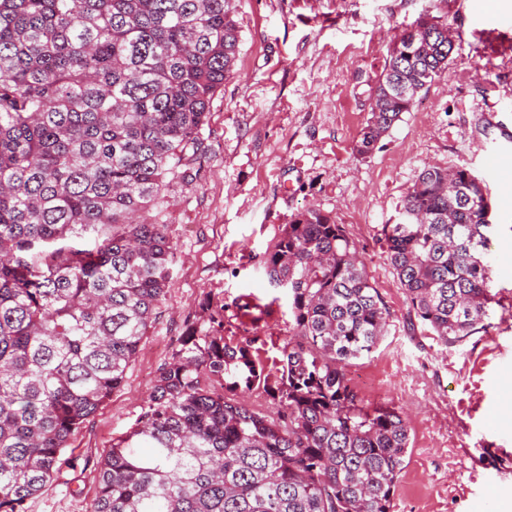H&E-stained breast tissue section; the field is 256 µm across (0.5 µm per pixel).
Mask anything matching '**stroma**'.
<instances>
[{
    "label": "stroma",
    "instance_id": "obj_1",
    "mask_svg": "<svg viewBox=\"0 0 512 512\" xmlns=\"http://www.w3.org/2000/svg\"><path fill=\"white\" fill-rule=\"evenodd\" d=\"M240 47L213 99L187 179L166 192L171 278L123 386L85 423L25 512H91L97 463L141 413L158 369L204 302L224 309L225 342H250L277 373L290 312L262 265L291 216L316 208L359 248L387 312L368 356L346 368L368 403L408 419L410 444L392 512H512V208L488 180L483 148L512 127V0H236ZM430 17L456 43L448 68L366 155L355 145L395 37ZM465 169L492 202L484 261L490 325L458 345L424 331L387 258L424 168Z\"/></svg>",
    "mask_w": 512,
    "mask_h": 512
}]
</instances>
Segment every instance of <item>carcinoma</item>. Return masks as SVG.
Wrapping results in <instances>:
<instances>
[{
	"instance_id": "carcinoma-1",
	"label": "carcinoma",
	"mask_w": 512,
	"mask_h": 512,
	"mask_svg": "<svg viewBox=\"0 0 512 512\" xmlns=\"http://www.w3.org/2000/svg\"><path fill=\"white\" fill-rule=\"evenodd\" d=\"M235 13V0H0V512H23L60 471L152 324L174 258L165 190L233 71ZM441 29L421 17L396 37L359 154L448 68ZM491 211L477 176L430 166L382 228L411 308L446 344L488 327ZM264 272L291 313L278 374L224 342V315L190 327L98 463L93 512H391L409 426L345 372L386 326L356 243L307 209ZM256 386L280 419L238 399Z\"/></svg>"
}]
</instances>
